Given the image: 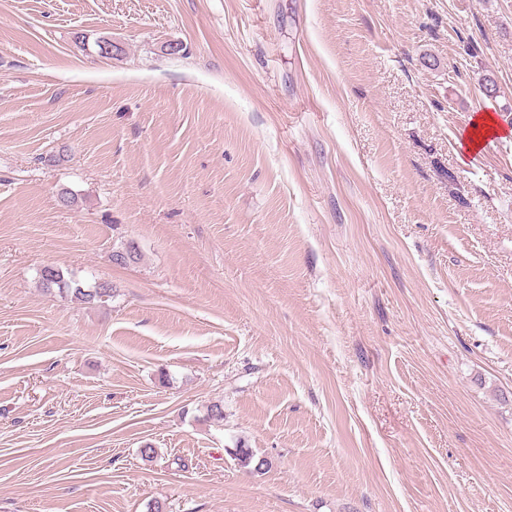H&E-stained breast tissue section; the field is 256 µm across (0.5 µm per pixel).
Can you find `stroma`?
<instances>
[{"label": "stroma", "instance_id": "35a3bbf8", "mask_svg": "<svg viewBox=\"0 0 512 512\" xmlns=\"http://www.w3.org/2000/svg\"><path fill=\"white\" fill-rule=\"evenodd\" d=\"M157 505L512 512V0H0V512ZM474 123L476 125L475 131L479 133V136L476 137L472 133H467L466 135V141L469 148L472 150L478 149L487 138L506 133V130L497 124L494 116L491 113H479L475 117ZM66 273L67 277L60 267L54 265L42 267L39 273L41 287L47 292L57 288L58 292L71 295L84 303H102L112 298L113 287L111 283L98 280L87 285L73 274ZM105 297L107 298L105 299Z\"/></svg>", "mask_w": 512, "mask_h": 512}]
</instances>
